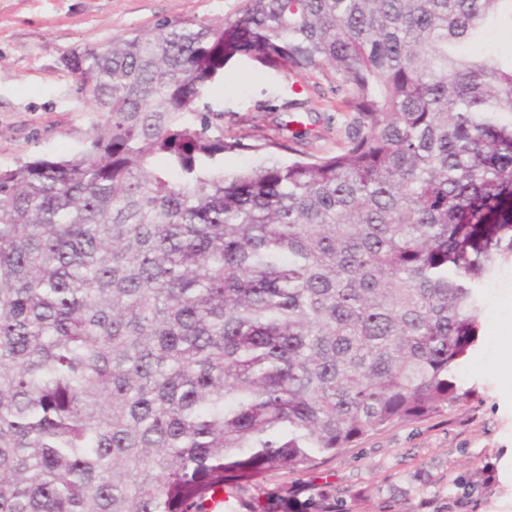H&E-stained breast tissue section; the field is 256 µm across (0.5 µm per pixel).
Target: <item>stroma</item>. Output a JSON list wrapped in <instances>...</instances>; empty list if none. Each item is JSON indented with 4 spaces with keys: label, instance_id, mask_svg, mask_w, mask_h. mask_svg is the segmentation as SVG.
I'll return each instance as SVG.
<instances>
[{
    "label": "stroma",
    "instance_id": "35a3bbf8",
    "mask_svg": "<svg viewBox=\"0 0 512 512\" xmlns=\"http://www.w3.org/2000/svg\"><path fill=\"white\" fill-rule=\"evenodd\" d=\"M240 0H0V165L81 151L100 119L64 58L183 18L217 21ZM319 74L297 77L232 59L207 92L224 126L281 138L286 106L313 133L305 152L335 150L342 116L318 96ZM483 337L464 359L469 394L430 417L398 421L318 459L269 472L261 487L298 500L330 490L338 512H512V259L488 278Z\"/></svg>",
    "mask_w": 512,
    "mask_h": 512
}]
</instances>
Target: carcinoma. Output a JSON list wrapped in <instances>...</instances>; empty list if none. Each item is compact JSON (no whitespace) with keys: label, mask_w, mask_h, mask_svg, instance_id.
I'll return each mask as SVG.
<instances>
[{"label":"carcinoma","mask_w":512,"mask_h":512,"mask_svg":"<svg viewBox=\"0 0 512 512\" xmlns=\"http://www.w3.org/2000/svg\"><path fill=\"white\" fill-rule=\"evenodd\" d=\"M512 0H242L64 59L85 148L0 168V512H209L464 396L512 254ZM235 56L318 72L336 152L224 134ZM288 149L224 176V154ZM334 512L282 495L248 512ZM474 51L482 53H498L503 56L512 54V37L504 26H496L490 36L482 43L473 48Z\"/></svg>","instance_id":"cac0c4a2"}]
</instances>
